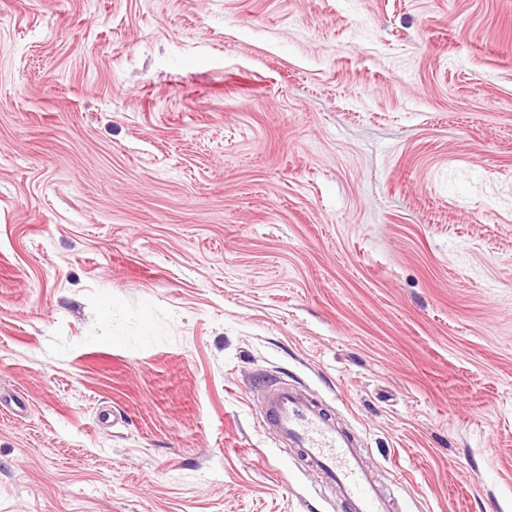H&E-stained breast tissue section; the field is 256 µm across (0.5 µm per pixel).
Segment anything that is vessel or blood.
Segmentation results:
<instances>
[{"label":"vessel or blood","mask_w":512,"mask_h":512,"mask_svg":"<svg viewBox=\"0 0 512 512\" xmlns=\"http://www.w3.org/2000/svg\"><path fill=\"white\" fill-rule=\"evenodd\" d=\"M263 409L276 443L297 449L323 484L337 490L343 512H394L389 493L358 452L354 436L313 400L275 382L264 390Z\"/></svg>","instance_id":"b4317fda"}]
</instances>
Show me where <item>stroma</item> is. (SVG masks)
<instances>
[{"mask_svg":"<svg viewBox=\"0 0 512 512\" xmlns=\"http://www.w3.org/2000/svg\"><path fill=\"white\" fill-rule=\"evenodd\" d=\"M512 512V0H0V512ZM264 419L282 448H296L325 486L338 492L343 512H393L392 498L377 480L355 437L306 395L287 383L264 389Z\"/></svg>","mask_w":512,"mask_h":512,"instance_id":"stroma-1","label":"stroma"}]
</instances>
